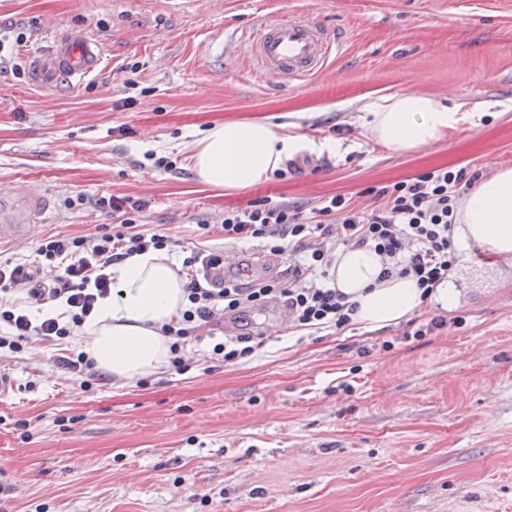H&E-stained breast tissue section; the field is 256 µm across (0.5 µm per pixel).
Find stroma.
Wrapping results in <instances>:
<instances>
[{
  "label": "stroma",
  "instance_id": "stroma-1",
  "mask_svg": "<svg viewBox=\"0 0 512 512\" xmlns=\"http://www.w3.org/2000/svg\"><path fill=\"white\" fill-rule=\"evenodd\" d=\"M301 11L343 48L317 75L271 86L212 38ZM99 40L103 62L76 92L32 84L54 29ZM0 182L42 185L47 220L0 263L34 270L51 235L112 227L102 196L140 199V231L237 265L266 255L226 240L224 211L268 199L311 217L324 197L447 168L488 178L512 160V0H0ZM134 87H127V80ZM399 92L463 103L470 117L415 153L371 140L362 107ZM266 118L300 138L293 175L243 189L202 185L191 145L215 122ZM148 152L176 168L144 163ZM86 205L66 208L69 197ZM207 221L200 234L197 224ZM459 306L433 304L371 330L276 327L244 315L261 346L211 359L223 326L196 323L188 371L117 387L58 367L71 340L0 354V512H512V262L457 254ZM444 318L417 337L413 325ZM27 421L20 431L19 421Z\"/></svg>",
  "mask_w": 512,
  "mask_h": 512
}]
</instances>
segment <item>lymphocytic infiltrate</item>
<instances>
[{"mask_svg": "<svg viewBox=\"0 0 512 512\" xmlns=\"http://www.w3.org/2000/svg\"><path fill=\"white\" fill-rule=\"evenodd\" d=\"M463 171L437 169L411 179L375 189L374 203L357 207L350 197L337 194L324 198L312 221L300 219L297 208L266 199L225 211V238L262 240L274 255H302L310 276L305 280L271 278L246 286L230 283L221 288L204 287L197 274L200 253L183 261L189 305L179 323L167 325L171 336L170 363L186 371L182 341L194 322H216L227 314L258 309L273 300L287 306L297 327L313 329L352 325L354 306L329 281V270L340 246H368L386 262V274L412 277L417 287L433 291L447 279L455 257L451 227L456 222ZM95 207L119 217L115 231L95 236L58 237L43 240L38 247L37 273L23 266L0 265V349L17 353L24 342L37 338L57 341L72 336L91 313L97 299L111 292L112 263L149 249L162 250L167 236L137 231L142 201L131 197H100ZM28 284L34 301H62L64 316H48L32 322L10 300L20 284Z\"/></svg>", "mask_w": 512, "mask_h": 512, "instance_id": "lymphocytic-infiltrate-1", "label": "lymphocytic infiltrate"}]
</instances>
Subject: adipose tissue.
<instances>
[{
  "instance_id": "1",
  "label": "adipose tissue",
  "mask_w": 512,
  "mask_h": 512,
  "mask_svg": "<svg viewBox=\"0 0 512 512\" xmlns=\"http://www.w3.org/2000/svg\"><path fill=\"white\" fill-rule=\"evenodd\" d=\"M364 111L371 139L405 153L443 139L463 119L459 106L414 92L380 96ZM298 148L295 137L266 121L216 123L193 145L194 170L203 184L214 188L249 187L268 178ZM457 219L459 251L481 242L512 254V169L480 183L460 206ZM179 269L166 251L153 249L113 264L112 292L99 299L76 338L113 385L131 384L168 366L172 339L162 328L188 303ZM382 269L380 256L367 246L340 249L331 269L337 289L356 306L355 322L372 329L398 323L422 303L413 278L384 279Z\"/></svg>"
}]
</instances>
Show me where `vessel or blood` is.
I'll use <instances>...</instances> for the list:
<instances>
[{
  "mask_svg": "<svg viewBox=\"0 0 512 512\" xmlns=\"http://www.w3.org/2000/svg\"><path fill=\"white\" fill-rule=\"evenodd\" d=\"M340 48V41L318 20L308 16L262 20L245 42V55L269 83L288 86L321 71ZM103 51L83 29H70L55 39L49 54L37 57L31 80L59 88L81 86L99 68ZM45 191H22L0 183V239L29 240L45 214Z\"/></svg>",
  "mask_w": 512,
  "mask_h": 512,
  "instance_id": "b4317fda",
  "label": "vessel or blood"
}]
</instances>
